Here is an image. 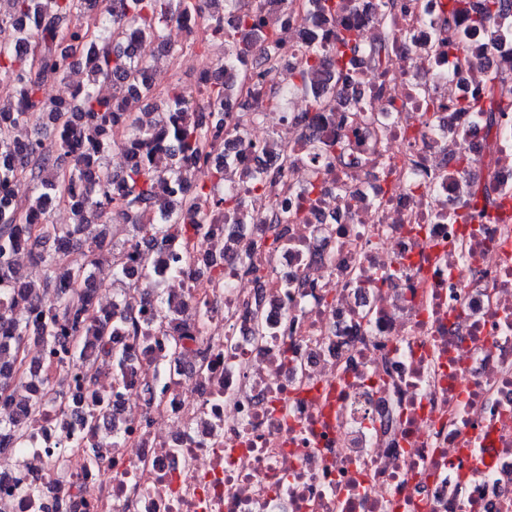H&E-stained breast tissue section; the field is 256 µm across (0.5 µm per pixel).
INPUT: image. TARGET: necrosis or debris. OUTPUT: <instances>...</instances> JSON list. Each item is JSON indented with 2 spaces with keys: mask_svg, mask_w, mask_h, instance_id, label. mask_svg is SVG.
<instances>
[{
  "mask_svg": "<svg viewBox=\"0 0 512 512\" xmlns=\"http://www.w3.org/2000/svg\"><path fill=\"white\" fill-rule=\"evenodd\" d=\"M302 0L261 14L276 34L272 76L303 48ZM446 0H398L407 40L380 92L364 81V120L336 105L323 138L353 148L349 172L312 174L297 99L259 85L241 99L255 114L224 151L239 169L281 170L241 224H213L179 270L159 267L144 290L175 282L180 330L116 331L121 371L79 385L71 352L34 347L26 363L59 384L63 405L28 419L27 445L0 448V512H512V207L479 224L449 221L461 152L482 172L486 139L472 97L486 68L512 79V39L471 63L427 55ZM440 102L434 112L428 100ZM284 134L264 151L258 129ZM382 161H375V153ZM314 188L315 207L280 223ZM278 238L252 267L227 246ZM115 421L120 444L105 447ZM38 496L24 493L28 480Z\"/></svg>",
  "mask_w": 512,
  "mask_h": 512,
  "instance_id": "obj_1",
  "label": "necrosis or debris"
}]
</instances>
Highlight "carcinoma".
<instances>
[{
    "mask_svg": "<svg viewBox=\"0 0 512 512\" xmlns=\"http://www.w3.org/2000/svg\"><path fill=\"white\" fill-rule=\"evenodd\" d=\"M10 10L0 12V26L15 32L11 43L0 44V84L9 89L8 104L0 102V396L23 386L17 374L20 352L35 344L51 349L61 336H76L75 358L85 366L87 384L95 382L101 361L122 368L112 336L120 328L132 336H148L139 310L122 295L112 310L99 316L91 310L95 293L91 267L96 249L106 235L80 248L83 225L91 220L132 224L135 253L121 244L115 267L131 281L147 266L148 252L178 233L191 243L206 236L209 224H240L246 217L245 200L235 185L219 190L225 172L235 168L224 154V122L235 91L265 74L264 65L275 53L276 38L262 31L265 0H7ZM345 0H306V23L318 29L343 9ZM509 0H448V14L438 24L448 36V55L455 64L469 62L473 45L457 36L485 32L497 39L506 31L502 15ZM191 16L205 37L200 42H224V62L214 65L210 78L198 87L179 82L161 92L143 82L154 69L141 55L132 37L154 45L156 52L178 53L164 29ZM397 47L396 32L385 26L374 42L363 43L358 28L344 23L336 30L332 46L311 38L301 52L296 70L283 79L285 89L310 98L312 115L303 119L304 146L312 161L345 164L347 145L331 152L323 147L315 112L332 99L318 91L323 74L354 81L349 67L355 56L369 57L376 71H384ZM84 65L91 80L73 97L62 101L47 94L48 82L65 79L68 70ZM112 82V95L96 88L98 80ZM150 102L153 119L145 124L126 111L131 100ZM448 110L479 112L485 117L489 138L487 175L463 184V211L456 218L466 224L482 223L502 206L494 181L500 152L499 114L512 112V96L505 92L501 74L486 71L481 87L467 100L448 103ZM39 121L53 127L56 140L21 141L15 131ZM122 146L133 157L118 174L104 163L110 149ZM198 168L196 189L183 195L186 173ZM27 178L34 196L21 203L12 196L14 184ZM64 203L79 217L70 226L47 220L48 210ZM24 248L31 260L43 266L55 282V295L43 296L23 280L13 253ZM79 258L63 265L60 258L74 249ZM18 305L42 308L39 321L21 323L12 316ZM27 414L0 419V448H10L26 435Z\"/></svg>",
    "mask_w": 512,
    "mask_h": 512,
    "instance_id": "obj_1",
    "label": "carcinoma"
}]
</instances>
